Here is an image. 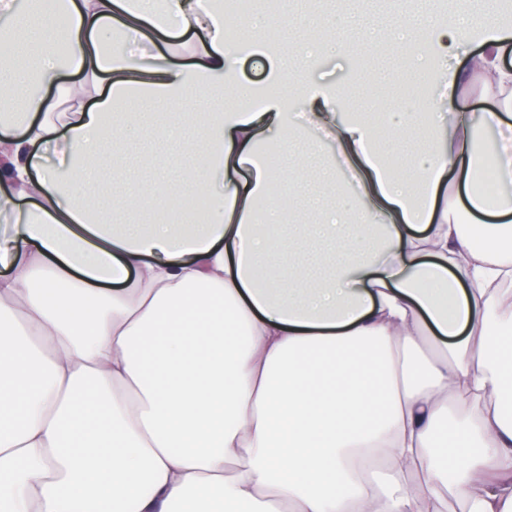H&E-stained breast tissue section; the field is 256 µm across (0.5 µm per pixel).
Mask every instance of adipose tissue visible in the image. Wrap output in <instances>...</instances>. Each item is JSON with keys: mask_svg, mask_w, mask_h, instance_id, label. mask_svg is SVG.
Returning <instances> with one entry per match:
<instances>
[{"mask_svg": "<svg viewBox=\"0 0 512 512\" xmlns=\"http://www.w3.org/2000/svg\"><path fill=\"white\" fill-rule=\"evenodd\" d=\"M219 2L58 0L63 60L34 0L0 28V90L38 86L0 119V512H433L444 492L464 512H512V321L493 314L512 282V26L424 11L368 32L422 48L437 73L429 111L390 101L372 122L338 112L344 85L307 76L327 48L315 27L333 25L314 0L291 45ZM231 24L246 43L227 42ZM131 36L140 51L111 52ZM468 40L469 69L449 66ZM255 54L275 74L242 85ZM477 81L495 110L455 116ZM144 100L168 106V145L202 174L159 170L179 191L120 198L154 222L117 227L75 186ZM480 127L495 135L487 154ZM386 131L422 138V152L399 165ZM304 132L351 169L378 251L343 210L286 221L271 188L302 183L277 155ZM199 192L207 223L174 229L167 214ZM259 199L287 235L256 223Z\"/></svg>", "mask_w": 512, "mask_h": 512, "instance_id": "obj_1", "label": "adipose tissue"}]
</instances>
